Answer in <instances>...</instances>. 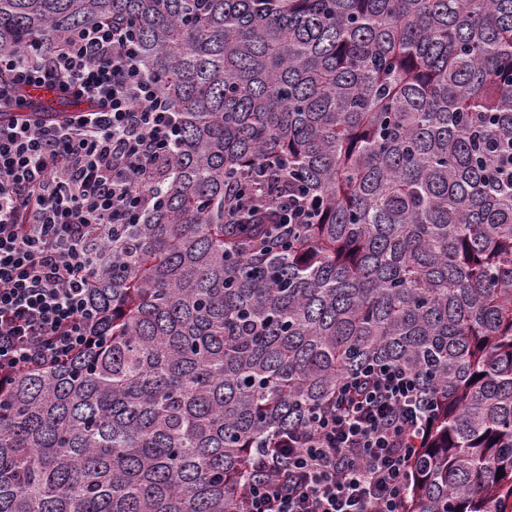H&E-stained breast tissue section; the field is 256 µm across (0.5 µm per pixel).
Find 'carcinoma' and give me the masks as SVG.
<instances>
[{
    "label": "carcinoma",
    "instance_id": "carcinoma-1",
    "mask_svg": "<svg viewBox=\"0 0 512 512\" xmlns=\"http://www.w3.org/2000/svg\"><path fill=\"white\" fill-rule=\"evenodd\" d=\"M119 18L180 138L97 346L0 387V512H241L374 360L434 408L404 512H512V0H0V50ZM288 201V229L295 224H313L317 217L313 200L301 196H292ZM285 226V227H286Z\"/></svg>",
    "mask_w": 512,
    "mask_h": 512
}]
</instances>
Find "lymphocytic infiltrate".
<instances>
[{
	"instance_id": "obj_1",
	"label": "lymphocytic infiltrate",
	"mask_w": 512,
	"mask_h": 512,
	"mask_svg": "<svg viewBox=\"0 0 512 512\" xmlns=\"http://www.w3.org/2000/svg\"><path fill=\"white\" fill-rule=\"evenodd\" d=\"M0 383L93 344L95 253L156 206L180 133L133 30L106 22L23 59L0 53ZM89 101L19 119L30 87ZM431 410L411 372L364 365L279 446L258 445L243 512H403Z\"/></svg>"
}]
</instances>
